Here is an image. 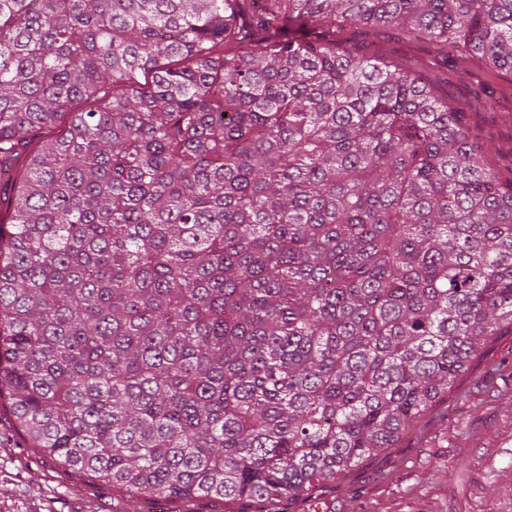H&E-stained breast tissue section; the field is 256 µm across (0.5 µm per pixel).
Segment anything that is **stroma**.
Masks as SVG:
<instances>
[{
    "instance_id": "obj_1",
    "label": "stroma",
    "mask_w": 512,
    "mask_h": 512,
    "mask_svg": "<svg viewBox=\"0 0 512 512\" xmlns=\"http://www.w3.org/2000/svg\"><path fill=\"white\" fill-rule=\"evenodd\" d=\"M343 46L389 63H418L417 77L439 99L467 111L487 161L512 175V73L480 56L442 57L404 30L351 29ZM284 512H512V331L470 363L440 402L396 447L365 460L315 499ZM0 512H169L161 498L123 501L111 486L69 471L25 445L0 400Z\"/></svg>"
}]
</instances>
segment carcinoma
Instances as JSON below:
<instances>
[{
	"label": "carcinoma",
	"mask_w": 512,
	"mask_h": 512,
	"mask_svg": "<svg viewBox=\"0 0 512 512\" xmlns=\"http://www.w3.org/2000/svg\"><path fill=\"white\" fill-rule=\"evenodd\" d=\"M263 2L0 0V398L133 497L282 512L512 329V181L414 68L336 43L512 72V0Z\"/></svg>",
	"instance_id": "obj_1"
}]
</instances>
